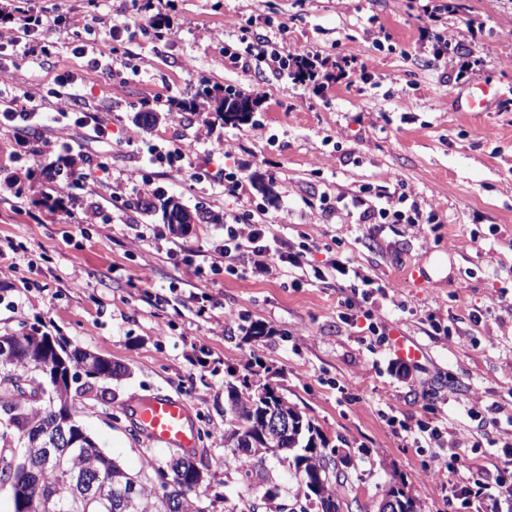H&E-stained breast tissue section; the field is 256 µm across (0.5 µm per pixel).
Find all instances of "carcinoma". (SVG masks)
<instances>
[{
    "mask_svg": "<svg viewBox=\"0 0 512 512\" xmlns=\"http://www.w3.org/2000/svg\"><path fill=\"white\" fill-rule=\"evenodd\" d=\"M198 97L201 103L195 107L197 115L213 113L226 125L248 123L258 105L251 95L233 88L221 91L206 86ZM28 343L33 349L31 357L0 351V375L24 376L35 384L27 393L0 387V403L10 402L14 406V414L3 418L5 429L0 430V484L11 486L14 512H101L70 490L77 478H92L98 472L107 476L106 500L114 506L121 502L129 484L138 486L135 500L117 512H205L199 502L188 496L199 477L198 468L191 461L167 465L168 481L158 486L147 475L126 473L96 442L87 441L83 447L65 451L41 465L36 475L29 474L25 461L42 460L43 441L54 434L61 421L69 420V431L79 433L81 424L76 413L69 411V404L73 402L72 392L80 391L83 385H70L65 380L57 383L54 371L59 364L45 369L37 360L43 352L44 340L30 337ZM42 385L47 386V392L38 397L36 391ZM281 401L278 390L268 383L257 386L245 376L237 385L228 384L224 411L229 413V419L224 429V447L231 449L241 462H261L271 455L294 471H302L304 476L322 473L327 482L305 487L304 498L316 505L318 512H341L337 491L349 486L348 476L338 469L328 449L318 446L315 427L304 412L295 406L289 408L297 421L296 438L285 441L280 448L259 451L264 430L262 414Z\"/></svg>",
    "mask_w": 512,
    "mask_h": 512,
    "instance_id": "cac0c4a2",
    "label": "carcinoma"
}]
</instances>
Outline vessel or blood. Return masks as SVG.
<instances>
[{"label":"vessel or blood","instance_id":"b4317fda","mask_svg":"<svg viewBox=\"0 0 512 512\" xmlns=\"http://www.w3.org/2000/svg\"><path fill=\"white\" fill-rule=\"evenodd\" d=\"M140 424L149 439L171 448H191L197 429L181 400L169 396L151 399L140 414Z\"/></svg>","mask_w":512,"mask_h":512}]
</instances>
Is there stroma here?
Masks as SVG:
<instances>
[{
  "instance_id": "1",
  "label": "stroma",
  "mask_w": 512,
  "mask_h": 512,
  "mask_svg": "<svg viewBox=\"0 0 512 512\" xmlns=\"http://www.w3.org/2000/svg\"><path fill=\"white\" fill-rule=\"evenodd\" d=\"M447 2L153 0L165 26L150 29L132 0H98L93 11L87 0H28L54 19L37 33L52 54L0 49V85L31 92L47 112L72 99L112 138L69 129L79 168L95 181L66 182L64 208L50 213L41 195L50 128L0 125V265L13 268L0 279V332L35 324L125 367L73 401L83 428L127 471L174 456L150 444L136 417L146 400L174 396L197 426L188 454L204 473L207 512L260 503L265 476L280 488L277 506L295 507L287 467L269 458L246 480L224 448V387L251 370L305 411L346 464L352 512H378L393 487L416 512H465L437 486L434 449L396 434L385 419L391 410L413 422L439 412L449 446L496 477L512 431V0H456L454 13ZM425 4L439 22L423 17ZM107 21L128 27L93 68L75 48ZM258 37L321 60L318 81L242 68L237 53ZM460 47L481 59L462 79L451 63ZM341 59L353 63L343 78ZM204 83L259 100L249 123H209L211 141L230 155L193 142L199 122L190 107ZM483 84L495 90L487 110L464 111ZM146 112L158 121L139 124ZM188 143L203 181L146 168L148 147ZM147 174L164 196L215 221L171 230L139 201ZM232 176L242 182L233 193ZM399 184L437 223L360 224L345 210H323L324 199L370 200ZM116 185L125 196L113 197ZM92 202L99 221L87 224ZM247 211L289 246H309L316 265L350 255L377 289L361 296L359 281L341 274L296 282L257 271L251 255L237 274L214 273L225 222ZM137 228L159 237L133 248ZM174 244L192 260L170 258ZM349 300L363 316L344 319ZM433 314L446 330L433 331ZM372 322L385 323L387 335H372ZM255 324L267 337H250ZM396 332L421 349L406 370Z\"/></svg>"
}]
</instances>
